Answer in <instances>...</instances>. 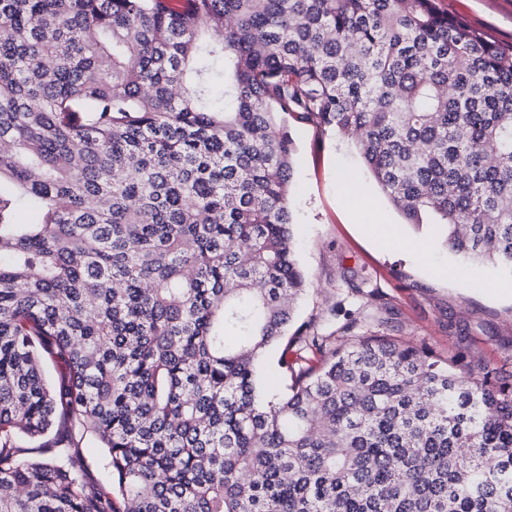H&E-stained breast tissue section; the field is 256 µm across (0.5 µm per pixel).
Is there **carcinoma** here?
<instances>
[{
	"label": "carcinoma",
	"mask_w": 512,
	"mask_h": 512,
	"mask_svg": "<svg viewBox=\"0 0 512 512\" xmlns=\"http://www.w3.org/2000/svg\"><path fill=\"white\" fill-rule=\"evenodd\" d=\"M170 2L0 0V512H512V380L356 333L353 280L297 322L285 124L512 271V46L435 0ZM279 351L272 350L260 367V385L267 395L281 394L286 390L287 381L278 371ZM79 447H81V456L83 462V472L85 478L90 483L97 484L104 481L102 470L103 448L94 437L87 435L84 437Z\"/></svg>",
	"instance_id": "1"
}]
</instances>
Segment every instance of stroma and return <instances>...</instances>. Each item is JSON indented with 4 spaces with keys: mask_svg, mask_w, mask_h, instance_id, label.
<instances>
[{
    "mask_svg": "<svg viewBox=\"0 0 512 512\" xmlns=\"http://www.w3.org/2000/svg\"><path fill=\"white\" fill-rule=\"evenodd\" d=\"M449 16L512 45V0H437ZM297 147L292 209L299 262L310 290L301 318L328 312L348 278L367 279L389 321L387 334L441 358L482 360L512 379V273L490 262H462L444 226L406 223L365 171L350 141L312 124L289 122ZM385 224L389 238L369 227ZM423 244L419 259L411 243Z\"/></svg>",
    "mask_w": 512,
    "mask_h": 512,
    "instance_id": "1",
    "label": "stroma"
}]
</instances>
